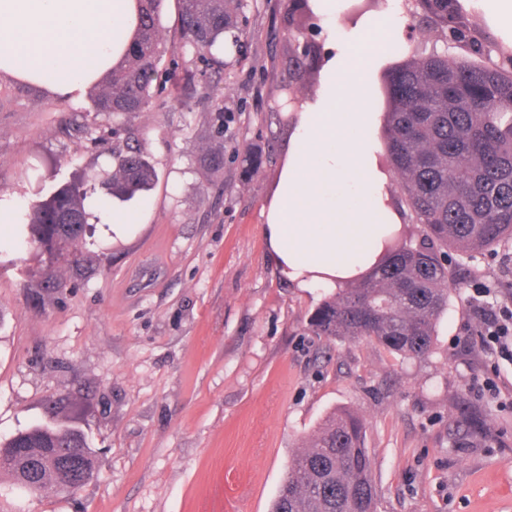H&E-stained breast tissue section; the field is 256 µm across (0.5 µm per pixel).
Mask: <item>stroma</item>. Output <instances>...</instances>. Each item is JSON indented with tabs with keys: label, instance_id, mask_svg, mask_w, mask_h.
<instances>
[{
	"label": "stroma",
	"instance_id": "obj_1",
	"mask_svg": "<svg viewBox=\"0 0 512 512\" xmlns=\"http://www.w3.org/2000/svg\"><path fill=\"white\" fill-rule=\"evenodd\" d=\"M245 59L195 76L162 63L165 90L134 119L96 114L90 98H56L0 79V196L33 204L73 176L110 180L112 152L141 146L157 171L127 203L124 234L90 205L92 232L60 258L13 247L0 223V440L36 425L84 434L97 459L75 491L30 494L0 474V512H270L296 454L325 418L347 410L366 427L377 512H512V361L485 348L470 299L512 308V249L460 256L431 355L404 358L369 342L312 333L326 296L283 281L261 226L288 162L254 167L281 101L283 0H244ZM512 56L481 0H457ZM389 2L351 22L316 16L322 60L347 48L364 68L367 108L386 109L384 76L417 46L368 49ZM234 115L223 142L216 111ZM224 148V166L207 155ZM484 408L491 441L454 444L459 398Z\"/></svg>",
	"mask_w": 512,
	"mask_h": 512
}]
</instances>
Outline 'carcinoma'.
<instances>
[{"instance_id":"cac0c4a2","label":"carcinoma","mask_w":512,"mask_h":512,"mask_svg":"<svg viewBox=\"0 0 512 512\" xmlns=\"http://www.w3.org/2000/svg\"><path fill=\"white\" fill-rule=\"evenodd\" d=\"M140 23L124 58L94 88L92 110L132 118L155 95L159 65L168 53L160 37L164 0H138ZM182 39L210 66L240 50L243 0H175ZM456 0H415L409 27L451 39L473 58L424 51L396 64L386 75V163L398 175L410 219L424 226L415 244L396 231L374 271L338 288L310 318L318 336L343 342H375L409 359L432 351L448 309L453 254L470 255L512 245V58L485 65L477 58L490 43L474 36ZM291 52L280 87L296 93L313 78L320 60L307 40L309 21L322 0H284ZM115 172L107 194L128 202L151 189L156 170L140 149L112 151ZM96 191L92 177L55 187L23 213L28 234L15 248L44 242L54 233L70 246L86 231V200ZM492 434L484 409L460 398L450 424L453 441L477 443ZM75 456L88 478L94 455L85 436L72 428L36 426L0 443V472L28 492L61 490L57 461ZM378 487L364 446V424L355 414L330 415L310 444L293 459L271 512H376Z\"/></svg>"}]
</instances>
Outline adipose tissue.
Segmentation results:
<instances>
[{
	"label": "adipose tissue",
	"mask_w": 512,
	"mask_h": 512,
	"mask_svg": "<svg viewBox=\"0 0 512 512\" xmlns=\"http://www.w3.org/2000/svg\"><path fill=\"white\" fill-rule=\"evenodd\" d=\"M138 23L137 0H0V78L81 99L123 58ZM325 85L288 115V163L262 226L271 263L302 289L368 274L399 217L374 160L380 115L346 53L329 60ZM382 210L390 223L375 222Z\"/></svg>",
	"instance_id": "1"
}]
</instances>
